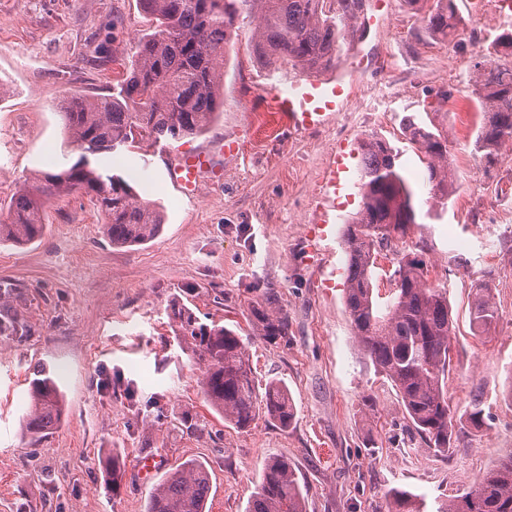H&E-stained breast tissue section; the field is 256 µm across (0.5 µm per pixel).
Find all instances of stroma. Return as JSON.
I'll return each instance as SVG.
<instances>
[{"mask_svg":"<svg viewBox=\"0 0 512 512\" xmlns=\"http://www.w3.org/2000/svg\"><path fill=\"white\" fill-rule=\"evenodd\" d=\"M453 36L429 35L420 12L391 0L366 45L376 55L334 122L295 133L268 110L269 70L254 54L253 18L240 17L224 52V107L208 130L101 157L165 212L151 242L118 248L102 233L92 197L47 201L46 229L28 245L0 242V300L15 320L0 333V512H145L165 474L193 459L210 477L209 512H246L264 464L285 456L307 490V512H387L392 489L424 495L430 512L474 490L512 449V143L494 161L475 153L481 123L477 64L493 56L512 16L498 0H455ZM0 217L18 191L57 171L68 135L62 99L111 92L133 53L129 31L146 19L137 0H0ZM447 103H439V92ZM448 130L455 192L441 217L423 185L425 164L405 116ZM376 135L399 153L423 220L434 283L445 286L456 323L448 400L454 411L479 397L485 424L463 430L450 454L436 453L402 414L397 393L358 343L345 308L343 230L360 194L337 195L334 223L311 238L316 197L331 154L358 151ZM239 153L225 156V138ZM219 169L195 198L173 189L168 167L188 154ZM473 240L450 251L451 240ZM488 284L499 318L474 329L470 309ZM274 292L288 335L253 336L250 311ZM185 306L238 330L258 384L286 385L290 426L259 417L249 428L223 422L204 400L203 368L180 345L174 309ZM48 365L65 396L62 425L31 442L22 425L34 365ZM191 424H184V413ZM124 462L120 487L104 483L103 461ZM160 466L140 477L142 458Z\"/></svg>","mask_w":512,"mask_h":512,"instance_id":"1","label":"stroma"}]
</instances>
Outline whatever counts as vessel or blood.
Listing matches in <instances>:
<instances>
[{
	"label": "vessel or blood",
	"mask_w": 512,
	"mask_h": 512,
	"mask_svg": "<svg viewBox=\"0 0 512 512\" xmlns=\"http://www.w3.org/2000/svg\"><path fill=\"white\" fill-rule=\"evenodd\" d=\"M363 42V37H356L349 46L347 58L335 65L304 75H280L268 102L278 121L285 123L289 130L306 132L325 126L330 117L342 111L353 96L355 79L364 62ZM205 166V157H185L169 170V181L183 195L195 196ZM350 173L344 154L334 155L326 175V195L351 192Z\"/></svg>",
	"instance_id": "1"
}]
</instances>
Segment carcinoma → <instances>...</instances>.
<instances>
[{
    "mask_svg": "<svg viewBox=\"0 0 512 512\" xmlns=\"http://www.w3.org/2000/svg\"><path fill=\"white\" fill-rule=\"evenodd\" d=\"M152 24L136 39L126 77L112 93L72 99L61 105L70 143L78 152L55 173L42 175L33 192L17 193L9 219L0 221V241L31 242L40 237L44 202L81 191L95 198L108 216L104 235L116 246L154 239L164 215L153 203L137 198L120 174L100 165L103 153L133 145L151 147L160 140H179L201 133L221 105L219 87L224 46L243 13L257 18L254 45L266 64L288 60L316 69L333 63L338 48L356 34L360 0H139ZM423 11L432 35L450 36L460 18L454 0H406ZM483 95L481 130L475 152L492 158L512 142V67L483 68L477 73ZM410 140L427 158V182L439 216L453 193L448 132L405 119ZM362 205L343 232L347 254L345 305L358 343L397 391L399 404L413 429L429 447L446 452L460 429L484 425L482 402L473 398L462 414L451 411L447 380L455 333L446 289L429 280L421 259L396 260L388 275L390 295L380 306L374 294L377 260L397 254L411 225L417 223L414 191L398 153L384 139L361 143ZM178 339L204 365L201 390L224 422L247 427L263 414L283 426L294 415L288 389L276 381L264 391L255 386L247 347L234 330L209 326L188 308L173 312ZM498 318L488 286H479L471 307L474 327L487 330ZM255 335L273 341L288 336V316L259 304L251 310ZM30 381V407L24 430L35 442L56 430L65 416L63 394L53 372L40 365ZM208 471L189 460L158 482L146 512H206ZM246 512H307L295 466L274 457L262 471L259 491ZM389 512H426V500L405 490L392 492ZM437 512H512V449L499 458L477 489L439 504Z\"/></svg>",
    "mask_w": 512,
    "mask_h": 512,
    "instance_id": "cac0c4a2",
    "label": "carcinoma"
}]
</instances>
